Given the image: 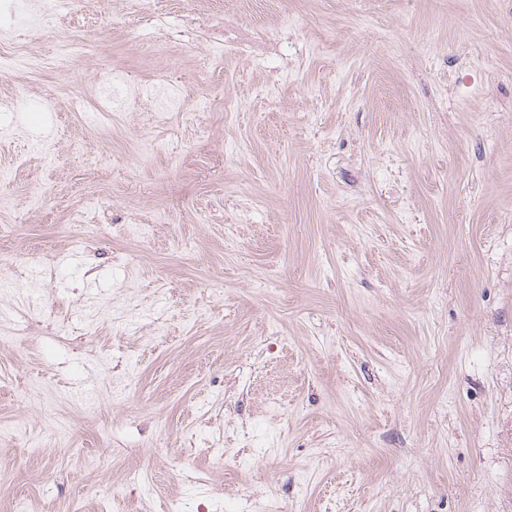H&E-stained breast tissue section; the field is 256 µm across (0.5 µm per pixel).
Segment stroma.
I'll return each mask as SVG.
<instances>
[{"instance_id":"stroma-1","label":"stroma","mask_w":512,"mask_h":512,"mask_svg":"<svg viewBox=\"0 0 512 512\" xmlns=\"http://www.w3.org/2000/svg\"><path fill=\"white\" fill-rule=\"evenodd\" d=\"M59 8L97 54L0 83L53 108L0 115V157L58 155L17 173L5 227L49 274L0 344V422L45 442L0 444V512H512V0ZM159 16L192 42L156 53ZM113 70L233 109L83 127Z\"/></svg>"}]
</instances>
